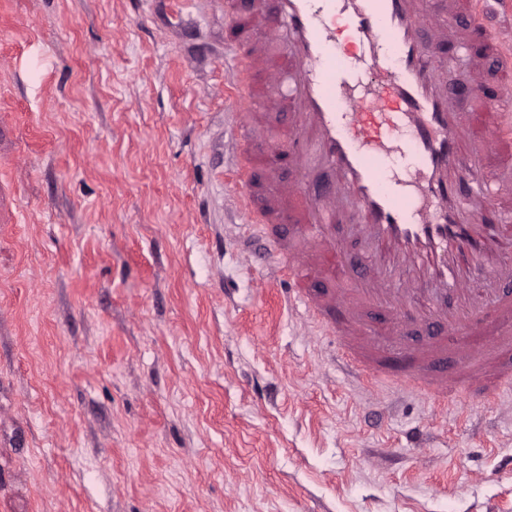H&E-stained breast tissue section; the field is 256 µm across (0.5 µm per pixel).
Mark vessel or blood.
Instances as JSON below:
<instances>
[{
	"label": "vessel or blood",
	"instance_id": "obj_1",
	"mask_svg": "<svg viewBox=\"0 0 512 512\" xmlns=\"http://www.w3.org/2000/svg\"><path fill=\"white\" fill-rule=\"evenodd\" d=\"M224 30L247 50V80L225 77L249 144L234 196L250 223L287 225L270 247L289 306L359 378L389 374L393 353L431 402L512 390V111L455 70L462 53L494 60L512 85V25L491 30L481 0H225ZM255 79L286 129L251 112Z\"/></svg>",
	"mask_w": 512,
	"mask_h": 512
}]
</instances>
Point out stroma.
I'll list each match as a JSON object with an SVG mask.
<instances>
[{"label": "stroma", "instance_id": "obj_1", "mask_svg": "<svg viewBox=\"0 0 512 512\" xmlns=\"http://www.w3.org/2000/svg\"><path fill=\"white\" fill-rule=\"evenodd\" d=\"M224 0H0V512H512V394L363 384L234 200Z\"/></svg>", "mask_w": 512, "mask_h": 512}]
</instances>
